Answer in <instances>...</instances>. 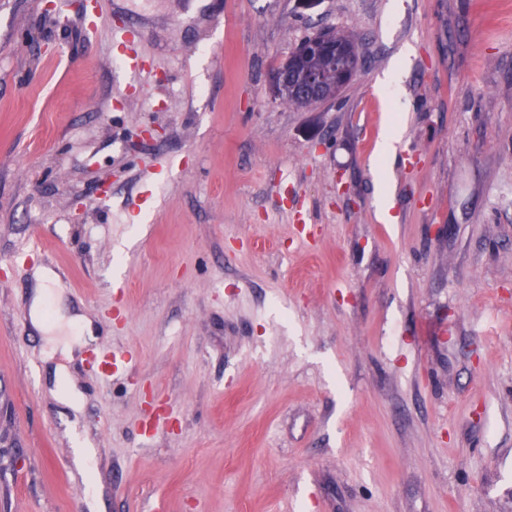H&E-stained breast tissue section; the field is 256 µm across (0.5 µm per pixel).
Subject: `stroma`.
<instances>
[{"mask_svg":"<svg viewBox=\"0 0 512 512\" xmlns=\"http://www.w3.org/2000/svg\"><path fill=\"white\" fill-rule=\"evenodd\" d=\"M323 30L359 74L271 101ZM37 264L98 335L68 364L77 416L30 324ZM91 499L512 512V0H0V512ZM400 126L395 122H389L381 134L377 144V165L379 176H382L384 162L395 155L396 144L400 141Z\"/></svg>","mask_w":512,"mask_h":512,"instance_id":"stroma-1","label":"stroma"}]
</instances>
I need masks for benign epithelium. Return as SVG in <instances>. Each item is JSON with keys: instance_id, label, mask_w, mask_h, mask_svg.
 I'll return each mask as SVG.
<instances>
[{"instance_id": "7a95c632", "label": "benign epithelium", "mask_w": 512, "mask_h": 512, "mask_svg": "<svg viewBox=\"0 0 512 512\" xmlns=\"http://www.w3.org/2000/svg\"><path fill=\"white\" fill-rule=\"evenodd\" d=\"M354 50L349 38L336 39L330 31L304 39L270 75L271 98L286 102L292 96L317 106L334 100L323 90L322 73L336 56Z\"/></svg>"}]
</instances>
